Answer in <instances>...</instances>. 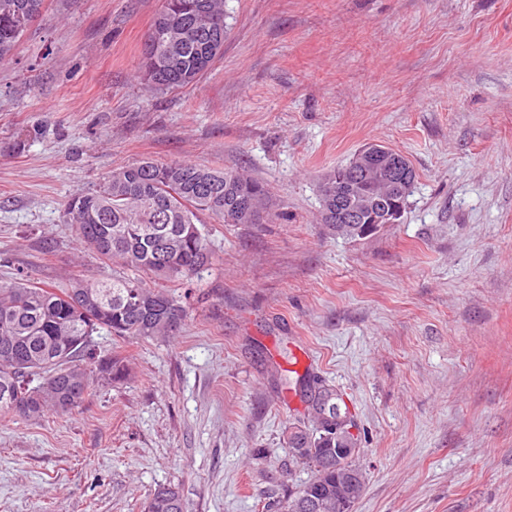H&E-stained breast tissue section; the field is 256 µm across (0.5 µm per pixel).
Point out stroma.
<instances>
[{
	"label": "stroma",
	"instance_id": "1",
	"mask_svg": "<svg viewBox=\"0 0 512 512\" xmlns=\"http://www.w3.org/2000/svg\"><path fill=\"white\" fill-rule=\"evenodd\" d=\"M161 0H45L0 60V283L115 274L63 205L145 159L239 167L271 224L205 217L213 260L172 337L94 333L124 381L0 418V512H277L310 376L361 438L352 512H512V0H225L194 85L138 77ZM370 141L412 163L401 223L349 240L319 186ZM143 512H184L183 497L179 488H158L145 503Z\"/></svg>",
	"mask_w": 512,
	"mask_h": 512
}]
</instances>
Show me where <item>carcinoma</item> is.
I'll return each instance as SVG.
<instances>
[{
	"label": "carcinoma",
	"mask_w": 512,
	"mask_h": 512,
	"mask_svg": "<svg viewBox=\"0 0 512 512\" xmlns=\"http://www.w3.org/2000/svg\"><path fill=\"white\" fill-rule=\"evenodd\" d=\"M44 0H0V59L12 54L40 16ZM228 24L224 0H162L144 42L140 77L157 90L196 83L224 53ZM180 65L167 64L171 48ZM352 163L336 167L321 184L317 220L336 235L364 239L361 224H344L332 214L336 188L350 183ZM414 184L391 195L377 181L384 205L408 204ZM266 184L238 169L191 162L142 161L120 167L91 190H79L64 206L65 222L104 262L141 273L94 281L75 279L66 288L43 287L20 271L0 284V417L36 419L44 412L67 413L83 406L101 381L128 375L122 358L97 356L91 337L105 329L118 337L173 336L187 316L180 295L147 280L187 283L211 264L202 217L226 224H270L278 219L268 205ZM336 390L306 384L307 420L288 427V448L312 476L288 492L282 512H352L364 488L355 463L359 438L325 415H341ZM349 448L351 456H336ZM143 512H184L179 488H158Z\"/></svg>",
	"instance_id": "cac0c4a2"
}]
</instances>
